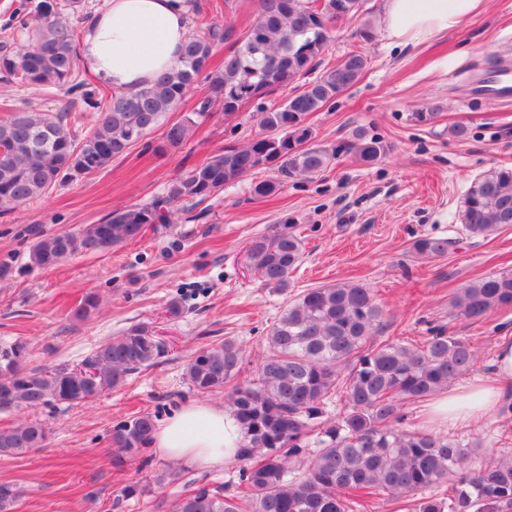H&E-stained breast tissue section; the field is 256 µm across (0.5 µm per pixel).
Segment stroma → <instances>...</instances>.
<instances>
[{"label":"stroma","mask_w":512,"mask_h":512,"mask_svg":"<svg viewBox=\"0 0 512 512\" xmlns=\"http://www.w3.org/2000/svg\"><path fill=\"white\" fill-rule=\"evenodd\" d=\"M356 22L337 26L321 56L335 66L352 50L369 64L360 80L308 123L319 141L350 138L362 126L390 146L388 155L364 165L340 156L324 172L295 177L270 198L255 197L252 181L274 178L257 169L252 179L225 187L197 203L178 206L174 224L149 226L144 235L107 253L85 252L51 269L32 266L38 237L77 231L100 222L114 208L144 204L165 193L184 166L202 162L224 144L249 142L259 131L254 108L226 121L214 114L182 146L154 152L161 130L113 159L104 169L58 185L46 195L0 217V342L23 339L27 367L51 369L80 363L99 344L134 323L156 327L168 344L160 363L79 406L49 405L0 411V428L24 419L43 423L47 444L23 455L0 456V483L16 485L12 512H162L190 480L236 483L237 465L201 470L171 465L153 450L124 470L112 466V430L149 412L158 421L199 399L220 406L226 390L202 396L183 378L201 346L232 340L245 352L241 380H252L265 352L264 338L290 296L308 288L355 281L371 288L384 309V337L421 340L429 326L469 339L481 358L467 380L489 376L496 345L512 336V310L479 321L459 317L452 306L466 284L512 271V226L486 237L469 236L458 215L471 182L491 169L512 166V104L476 96L475 73L512 60V0H488L487 9L428 43L387 47L385 34L357 41ZM56 111L57 92L0 81V117L20 102ZM431 112L419 125L412 113ZM463 125L466 139L451 129ZM288 226L303 242V261L287 291L265 286L248 270L245 249L253 238ZM423 236L455 239L447 255L417 258ZM89 293L101 305L79 319L75 310ZM445 435L475 445L474 460L512 454V414L474 425L448 427ZM177 470L176 481L157 485ZM139 483L142 496L126 499L124 486Z\"/></svg>","instance_id":"35a3bbf8"}]
</instances>
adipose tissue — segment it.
<instances>
[{
  "mask_svg": "<svg viewBox=\"0 0 512 512\" xmlns=\"http://www.w3.org/2000/svg\"><path fill=\"white\" fill-rule=\"evenodd\" d=\"M485 0H385L381 18L393 46H416L458 28L483 11ZM186 0H106L86 22L81 58L101 82L135 90L175 68L187 37ZM494 377L486 384L449 388L431 403L432 423L471 424L512 402V338L500 341ZM244 443L239 422L224 408L190 402L159 426L155 454L201 469L234 463Z\"/></svg>",
  "mask_w": 512,
  "mask_h": 512,
  "instance_id": "obj_1",
  "label": "adipose tissue"
}]
</instances>
